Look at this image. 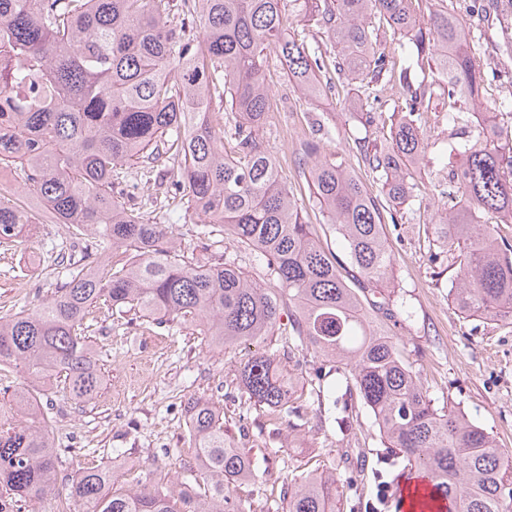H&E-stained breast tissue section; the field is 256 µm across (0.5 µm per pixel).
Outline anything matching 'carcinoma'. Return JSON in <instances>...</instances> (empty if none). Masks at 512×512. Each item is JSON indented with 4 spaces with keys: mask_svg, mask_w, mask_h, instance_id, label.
Listing matches in <instances>:
<instances>
[{
    "mask_svg": "<svg viewBox=\"0 0 512 512\" xmlns=\"http://www.w3.org/2000/svg\"><path fill=\"white\" fill-rule=\"evenodd\" d=\"M408 0H304L303 37L288 34L284 0H0V164L20 165L24 186L0 199V243L19 239L29 202L68 225L70 242L85 244L69 263L68 280L38 306L0 317V367H23L33 378L63 377L70 399L85 404L102 378L86 320L104 300L157 324H197L208 345L225 350L272 335L284 308L295 309L292 335L300 350L334 363L367 406L388 460L427 476L440 512H509L512 458L461 411L435 404L412 370L403 345L370 317H392L390 300L361 297L341 273L281 178L259 131L275 107L265 77L267 51L276 52L288 79L305 97L321 92L323 56L305 36L327 33L337 49L336 85H358L350 107L365 128L391 121L382 145L355 138L359 154L381 185L384 200L336 160L320 157L314 141L301 145L311 195L328 214L351 264L371 287L388 279L393 258L385 218L418 188L416 169L428 148L424 114L431 100H448V122L476 124L477 139L450 144L461 156L451 166L464 199L439 222L436 242L459 265L451 288L460 313L489 321L512 318V246L484 215L512 224V137L496 130L490 112H459L476 100L483 69L468 33L433 0L426 26ZM382 28L408 38L390 54L377 50ZM399 85L405 111L381 112L382 83ZM235 142L224 153L223 138ZM172 164L165 198L182 196L209 218V242L190 257L172 241V227L150 217L147 203L115 189L125 164ZM230 234L241 250L260 252L279 289L251 281L234 259L214 260ZM249 399L296 415L290 378L265 354L241 363ZM40 388L17 391L23 415L39 413ZM194 440L195 490L112 483V471L88 467L72 479L69 498L83 512H246L236 488L255 479L250 452L224 433L216 406L187 402ZM0 427V512L55 493L59 458L45 424ZM336 480L294 475L282 512H339Z\"/></svg>",
    "mask_w": 512,
    "mask_h": 512,
    "instance_id": "1",
    "label": "carcinoma"
}]
</instances>
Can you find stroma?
<instances>
[{
    "instance_id": "obj_1",
    "label": "stroma",
    "mask_w": 512,
    "mask_h": 512,
    "mask_svg": "<svg viewBox=\"0 0 512 512\" xmlns=\"http://www.w3.org/2000/svg\"><path fill=\"white\" fill-rule=\"evenodd\" d=\"M497 2L447 0L488 73L480 95L485 112L500 111L502 101H512V12L499 16ZM265 73L279 105L269 114L260 141L274 154L305 222L315 227L325 248L347 261L344 242L309 198L297 158L302 141H317L322 155L335 156L369 190L378 191L354 144L365 134L360 115L348 107L356 87L349 84L308 99L294 92L276 58H269ZM447 112L444 101L436 98L426 114L434 143L420 165V206L407 210L403 222L383 226L393 257L384 291L399 312L388 329L404 345L436 405L460 407L512 457V320L464 317L448 296L457 269L432 242L433 226L453 191L448 140L462 141L476 133L471 127L449 134ZM30 216L28 234L0 245V316L50 298L64 279L59 251L70 245L67 225L55 223L40 208L32 209ZM154 216L157 223L172 225L185 244L194 242L196 230L207 221L185 202L157 206ZM96 316L89 341L102 375L97 397L79 406L59 391L55 379L38 382L63 464L55 498L24 503L21 512H57V502L67 496L75 473L96 465L110 468L117 485L127 489L178 486L194 457L186 415V401L192 396L214 403L226 433L249 449L258 480L240 485L238 494L251 512H274L282 496V477L323 468L336 479L341 512H372L380 493L400 495L402 480L396 469L383 470V480L373 477L380 468L377 454L385 445L372 413L358 395L347 394L345 378L321 355L292 349L288 320H281L279 330L267 339L221 352L211 349L198 327L190 324L174 331L104 304ZM257 353L271 355L293 377L302 395L297 417L287 421L249 401L239 366ZM318 386L326 400L346 398L353 418L350 435L321 419L310 395Z\"/></svg>"
}]
</instances>
